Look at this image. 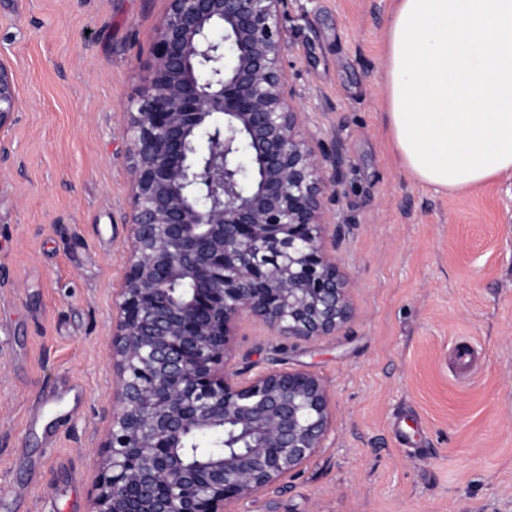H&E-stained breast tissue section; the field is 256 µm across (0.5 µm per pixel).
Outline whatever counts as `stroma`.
Segmentation results:
<instances>
[{
	"label": "stroma",
	"instance_id": "35a3bbf8",
	"mask_svg": "<svg viewBox=\"0 0 512 512\" xmlns=\"http://www.w3.org/2000/svg\"><path fill=\"white\" fill-rule=\"evenodd\" d=\"M167 0H0V512H88L112 420L131 208L123 134ZM396 0H287L302 134L341 146L333 219L355 319L235 362L332 399L323 448L236 512H512V173L448 193L405 169L383 71ZM18 108L14 74L0 64V127L5 125Z\"/></svg>",
	"mask_w": 512,
	"mask_h": 512
}]
</instances>
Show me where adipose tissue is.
<instances>
[{"mask_svg":"<svg viewBox=\"0 0 512 512\" xmlns=\"http://www.w3.org/2000/svg\"><path fill=\"white\" fill-rule=\"evenodd\" d=\"M384 72L415 178L454 192L512 173V0H397Z\"/></svg>","mask_w":512,"mask_h":512,"instance_id":"1","label":"adipose tissue"}]
</instances>
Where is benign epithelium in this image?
<instances>
[{"mask_svg": "<svg viewBox=\"0 0 512 512\" xmlns=\"http://www.w3.org/2000/svg\"><path fill=\"white\" fill-rule=\"evenodd\" d=\"M168 2L127 112L129 249L89 512H231L277 485L322 447L330 395L303 370L244 375L239 324L313 340L355 314L324 243L344 152L299 133L285 0ZM17 108L0 64V127ZM220 433L222 453L178 452Z\"/></svg>", "mask_w": 512, "mask_h": 512, "instance_id": "7a95c632", "label": "benign epithelium"}]
</instances>
